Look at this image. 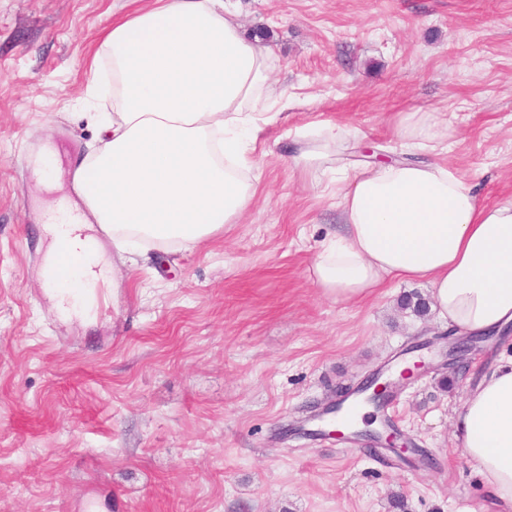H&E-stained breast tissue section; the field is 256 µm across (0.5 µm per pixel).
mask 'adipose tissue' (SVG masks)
Instances as JSON below:
<instances>
[{
    "label": "adipose tissue",
    "mask_w": 512,
    "mask_h": 512,
    "mask_svg": "<svg viewBox=\"0 0 512 512\" xmlns=\"http://www.w3.org/2000/svg\"><path fill=\"white\" fill-rule=\"evenodd\" d=\"M112 62V109L92 112L98 148L72 168L76 201L46 230V285L60 312L93 307L106 280L99 235L194 246L240 223L255 192L253 144L279 101L274 60L247 37L224 0H157L106 29L90 65ZM423 112L398 133L427 161L376 167L344 156L339 129L290 156L304 174L328 172L341 197L339 228L311 267L315 283L358 302L394 280L424 279L443 323L461 335L512 323V202L487 205L441 161L443 137ZM453 436L488 499L512 512V361L484 374L456 414Z\"/></svg>",
    "instance_id": "adipose-tissue-1"
}]
</instances>
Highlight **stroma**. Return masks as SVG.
Here are the masks:
<instances>
[{
    "label": "stroma",
    "instance_id": "obj_1",
    "mask_svg": "<svg viewBox=\"0 0 512 512\" xmlns=\"http://www.w3.org/2000/svg\"><path fill=\"white\" fill-rule=\"evenodd\" d=\"M150 0H0V512H478L480 476L453 438L469 388L512 357V330L454 368L423 280L341 303L310 269L340 198L284 159L313 127L399 151L403 112L433 113L443 158L487 204L512 201V0H224L270 31L284 96L259 134L244 219L190 247L103 256L104 303L61 315L42 226L111 110L89 88L95 34ZM52 153V178L35 161ZM420 345L426 369L365 417L425 449L402 459L317 435V407Z\"/></svg>",
    "mask_w": 512,
    "mask_h": 512
}]
</instances>
